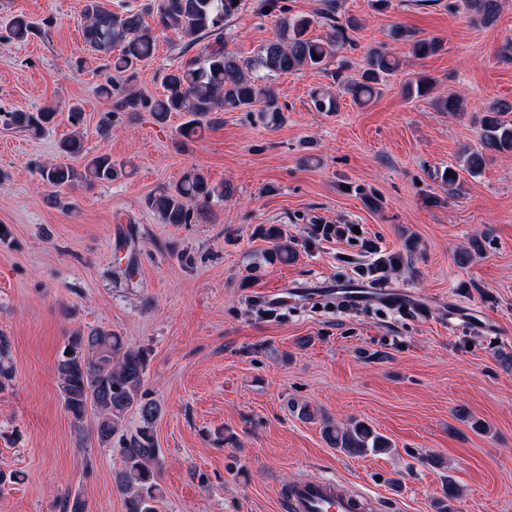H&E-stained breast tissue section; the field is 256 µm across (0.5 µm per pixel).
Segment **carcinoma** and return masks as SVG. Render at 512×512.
Segmentation results:
<instances>
[{
    "instance_id": "carcinoma-1",
    "label": "carcinoma",
    "mask_w": 512,
    "mask_h": 512,
    "mask_svg": "<svg viewBox=\"0 0 512 512\" xmlns=\"http://www.w3.org/2000/svg\"><path fill=\"white\" fill-rule=\"evenodd\" d=\"M463 5L471 20L493 25L499 13V0H450L448 11ZM242 0H158V22L165 28H175L187 36L213 38L200 54L164 74V94L151 101L124 97L116 107L126 112L148 109L159 124L168 122L171 114L184 113L188 119L177 129L183 139H192L204 128L221 122L225 112L249 111L263 103L260 116L266 125L277 126L284 119L274 91L262 81L305 68L323 71L337 78L340 72L331 65L340 49L351 45L348 30L355 27L351 19H336L334 0H321L316 15L285 16L286 8L279 0H257L256 11L262 16L277 18L278 35L261 45L253 56L240 59L224 48V22L238 13ZM83 38L94 51L110 58L109 66L119 77L132 78L142 65L155 54L157 36L144 20L140 10L114 13L101 6L100 0H85ZM323 18L332 22L331 34L325 39L309 36V29ZM9 38L22 42L33 33L32 24L23 16L8 22ZM442 42L436 38L411 39L412 54L426 58L438 53ZM399 69V60L390 53L373 49L366 59V68L355 80H341L342 91L357 101H368L380 94L386 79ZM433 80L419 76L406 85L407 96L422 97L430 91ZM312 103L319 112H335L339 107L337 95L321 90L312 94ZM57 108L48 106L38 112L19 110L9 113L7 124L13 128L41 134L56 120ZM69 157H84L80 135L74 134L60 144ZM512 155V103L498 101L481 120V147L463 150V170L476 174L483 168L486 152ZM451 176L441 173V186L455 196L462 185L458 170L450 166ZM125 174V163L112 160L108 154L92 156L79 172L68 164L45 167L41 181L57 190L65 189L78 179L94 184L112 182ZM224 197V188L212 184L200 170H187L172 187L161 189L145 199L148 210L163 224H192L195 215L203 213L215 198ZM271 246L261 253L258 263L288 264L295 251L282 240L274 225L265 229ZM60 355L55 374L66 411L80 423L93 410L97 418L98 440L112 445V436L121 427L131 410L139 416L135 433L121 439L117 453L122 469L115 477L116 488L125 496L126 512H158L162 497L158 483L162 461L155 438V423L161 414L159 404L147 398L143 390L146 359L139 350L126 349L119 336L110 330L96 328L76 331L68 337ZM13 368L8 344L0 340V383L10 381ZM323 436L330 447L349 455H365L390 447L389 440L366 424L355 421L346 427L327 423ZM459 497V488L449 479L443 485L442 499L437 501L438 512H454L451 502Z\"/></svg>"
}]
</instances>
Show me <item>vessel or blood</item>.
<instances>
[{"instance_id":"vessel-or-blood-1","label":"vessel or blood","mask_w":512,"mask_h":512,"mask_svg":"<svg viewBox=\"0 0 512 512\" xmlns=\"http://www.w3.org/2000/svg\"><path fill=\"white\" fill-rule=\"evenodd\" d=\"M364 492L340 480L305 478L287 494L288 512H361Z\"/></svg>"}]
</instances>
